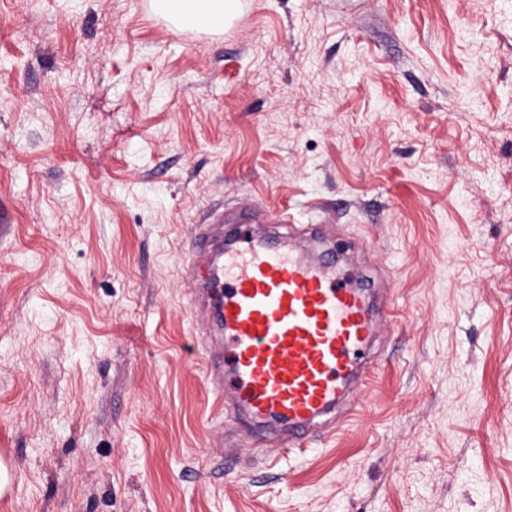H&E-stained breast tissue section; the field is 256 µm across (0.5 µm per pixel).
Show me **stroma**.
Listing matches in <instances>:
<instances>
[{"mask_svg":"<svg viewBox=\"0 0 512 512\" xmlns=\"http://www.w3.org/2000/svg\"><path fill=\"white\" fill-rule=\"evenodd\" d=\"M241 5L0 0V512H512V0ZM245 206L329 225L397 312L275 469L187 300L194 225ZM152 10L173 24L190 23L193 30L220 33L239 11V0H151Z\"/></svg>","mask_w":512,"mask_h":512,"instance_id":"35a3bbf8","label":"stroma"}]
</instances>
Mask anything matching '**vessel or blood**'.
<instances>
[{"label":"vessel or blood","mask_w":512,"mask_h":512,"mask_svg":"<svg viewBox=\"0 0 512 512\" xmlns=\"http://www.w3.org/2000/svg\"><path fill=\"white\" fill-rule=\"evenodd\" d=\"M258 219L245 208L224 250L211 253L214 211L196 225L187 250L193 279L224 280V301L214 319L218 337H204L208 378L218 400H232L254 435L270 425L287 434L288 449L305 446L338 405L354 409L368 372L378 361L371 344L384 307L374 305L357 274L330 275L309 259L306 242L325 243L323 225L280 247L253 231Z\"/></svg>","instance_id":"vessel-or-blood-1"}]
</instances>
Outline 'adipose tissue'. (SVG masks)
<instances>
[{"label": "adipose tissue", "instance_id": "1", "mask_svg": "<svg viewBox=\"0 0 512 512\" xmlns=\"http://www.w3.org/2000/svg\"><path fill=\"white\" fill-rule=\"evenodd\" d=\"M152 10L173 24L188 23L204 33H219L239 11V0H151Z\"/></svg>", "mask_w": 512, "mask_h": 512}]
</instances>
